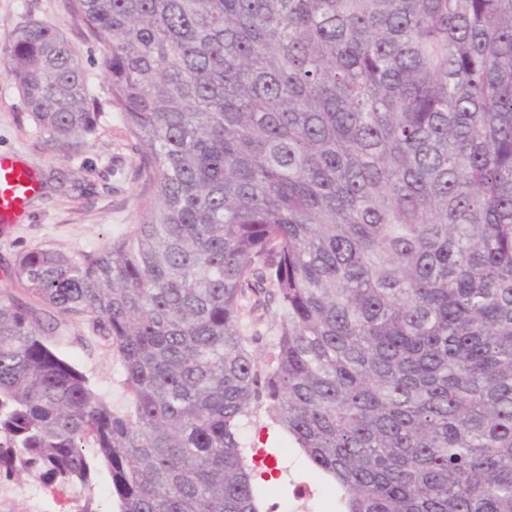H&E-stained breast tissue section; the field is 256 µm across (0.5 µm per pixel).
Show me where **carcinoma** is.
<instances>
[{"label":"carcinoma","instance_id":"carcinoma-1","mask_svg":"<svg viewBox=\"0 0 512 512\" xmlns=\"http://www.w3.org/2000/svg\"><path fill=\"white\" fill-rule=\"evenodd\" d=\"M71 2L148 194L129 237L18 258L0 468L86 484L90 443L118 512H260V403L338 512H512V0ZM0 64L49 141L96 133L58 31L22 21ZM68 321L125 408L49 347ZM259 313L263 314V321L260 328L263 337L258 342L253 343L251 345V349L258 360L262 361L267 357L271 344L276 337V328L274 324L276 320L275 308L271 307L269 310L264 312L260 311ZM88 330L86 322L62 325L60 337L50 339L56 353L87 378L90 387L103 400L120 407L127 401L122 385V366L108 343Z\"/></svg>","mask_w":512,"mask_h":512}]
</instances>
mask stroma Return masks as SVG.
Masks as SVG:
<instances>
[{"mask_svg":"<svg viewBox=\"0 0 512 512\" xmlns=\"http://www.w3.org/2000/svg\"><path fill=\"white\" fill-rule=\"evenodd\" d=\"M27 18L63 34L90 77L104 84L106 50L86 32L67 0H0V52L9 34ZM0 153L13 155L41 177L23 218L0 229L2 294L24 295L12 276L21 253L51 249L77 259L130 235L141 220L145 175L135 141L115 112L104 111L96 135L87 143L62 152L40 136L16 84L0 72ZM50 344L85 375L100 398L116 407L126 403L119 358L108 343L93 337L87 323L68 322ZM240 437L245 448H262L268 454L266 467L250 470L260 512H271L273 502L287 499L289 482L298 477L316 486L328 512H334L335 481L315 472L272 411L253 409ZM0 512H117V504L102 464L88 484L65 486L48 483L35 472L0 469Z\"/></svg>","mask_w":512,"mask_h":512,"instance_id":"1","label":"stroma"}]
</instances>
